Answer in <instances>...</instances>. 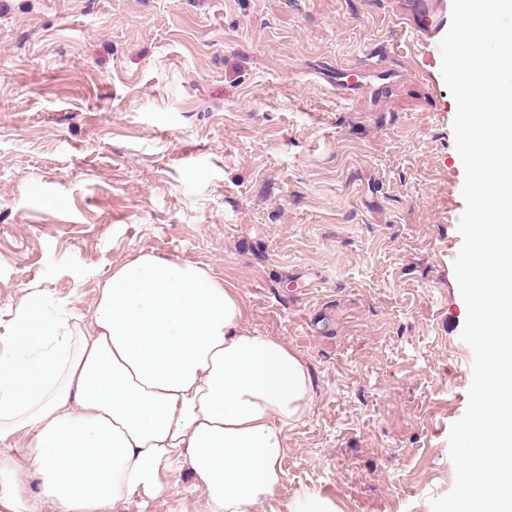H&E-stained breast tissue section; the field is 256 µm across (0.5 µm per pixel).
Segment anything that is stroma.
<instances>
[{
    "mask_svg": "<svg viewBox=\"0 0 512 512\" xmlns=\"http://www.w3.org/2000/svg\"><path fill=\"white\" fill-rule=\"evenodd\" d=\"M403 0H0V348L28 289L83 315L143 250L239 292L315 395L286 512H431L473 352L456 103ZM386 72L345 101L321 68ZM287 512H336V503L315 490H304L294 497Z\"/></svg>",
    "mask_w": 512,
    "mask_h": 512,
    "instance_id": "1",
    "label": "stroma"
}]
</instances>
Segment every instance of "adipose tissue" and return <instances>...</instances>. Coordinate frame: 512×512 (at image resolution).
<instances>
[{"instance_id":"obj_1","label":"adipose tissue","mask_w":512,"mask_h":512,"mask_svg":"<svg viewBox=\"0 0 512 512\" xmlns=\"http://www.w3.org/2000/svg\"><path fill=\"white\" fill-rule=\"evenodd\" d=\"M314 379L286 343L247 331L239 293L198 265L139 252L84 318L30 292L0 350V512H124L186 473L168 512H262Z\"/></svg>"}]
</instances>
